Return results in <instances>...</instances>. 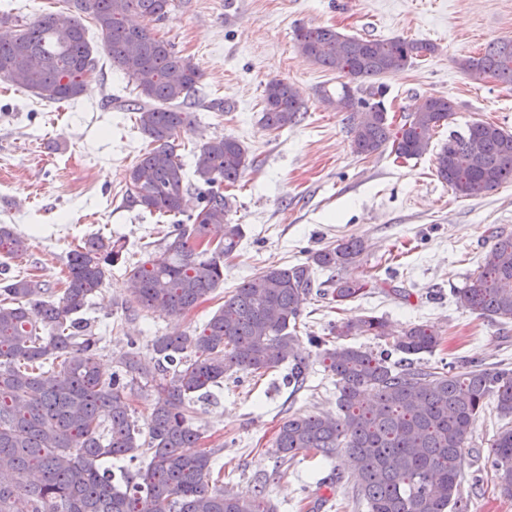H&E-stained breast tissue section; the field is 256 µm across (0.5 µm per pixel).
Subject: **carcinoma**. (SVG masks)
Listing matches in <instances>:
<instances>
[{
  "label": "carcinoma",
  "instance_id": "1",
  "mask_svg": "<svg viewBox=\"0 0 512 512\" xmlns=\"http://www.w3.org/2000/svg\"><path fill=\"white\" fill-rule=\"evenodd\" d=\"M67 7L41 14L0 36V79L46 102L77 99L98 59L85 35L88 15L101 32L112 65L135 80V98L119 107L137 114L151 148L128 171L126 200L153 215L186 216L172 239L128 262L126 243L90 236L67 260V287L56 295L40 281L3 272L0 278V512H273L262 493L240 497L213 483L215 452L199 447L192 420L209 388L240 372L263 375L288 363L286 383L306 387L308 359L295 347L305 301L316 288L338 304L386 283L356 274L364 242L341 238L296 264L271 267L244 280L203 326L156 336L152 348L161 378L146 428L133 419L128 392L148 375L137 342L105 375L99 352L105 337L86 318L90 298L112 268L122 266L133 304L181 316L224 284V259L241 243L242 225L228 219L230 197L218 185H234L246 166L243 146L230 137L203 142L192 151L188 175L177 140L192 123L184 109L198 94L202 73L152 31L176 0H66ZM142 19L134 25L131 18ZM296 45L313 64L336 71L352 118V149L372 156L386 146L398 158L431 150L432 133L456 112L446 96H427L397 129L388 122L386 89L373 80L436 52L432 43L342 35L327 27H301ZM475 80L512 86V40L488 44L458 61ZM261 123L281 131L301 120L304 101L286 81L264 88ZM438 179L460 197L477 198L512 182V132L475 121L453 131L435 154ZM198 190L196 210L185 214ZM484 262L453 290L455 304L498 323L512 321V235L495 230ZM30 239L0 224V253L26 255ZM334 272L326 283L318 271ZM332 339H309L336 382V415L294 414L279 424L274 447L280 461L312 448L326 460L345 451L355 473V492L368 512H470L461 471L473 426L489 402L512 419V370H465L453 363L416 366L432 353L440 332L410 323L391 336L382 316L362 314L331 326ZM371 336L380 348L349 342ZM142 459L124 486L104 467L108 458ZM492 480L512 496V425L490 443Z\"/></svg>",
  "mask_w": 512,
  "mask_h": 512
}]
</instances>
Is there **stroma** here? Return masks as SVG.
<instances>
[{
	"instance_id": "1",
	"label": "stroma",
	"mask_w": 512,
	"mask_h": 512,
	"mask_svg": "<svg viewBox=\"0 0 512 512\" xmlns=\"http://www.w3.org/2000/svg\"><path fill=\"white\" fill-rule=\"evenodd\" d=\"M84 25L98 50L99 70L76 100L48 103L0 79V224L31 238L26 257L0 254V266L14 275L33 274L55 292L65 286L69 253L89 235L122 238L135 263L145 257L142 244L163 242L176 222L125 200L127 171L148 141L134 113L115 102L135 97L137 89L111 66L92 20ZM302 26L435 44L434 54L380 78L396 120L429 95L455 102L449 124L433 133L432 152L408 160L387 149L354 154L348 113L322 98L335 93L342 76L298 51L295 32ZM153 28L203 74L202 93L191 106L194 124L182 133L178 154L191 161L194 147L223 136L246 150L247 165L230 189L235 202L229 214L244 238L224 263L222 288L178 317L144 309L127 317L129 280L123 268H113L87 312L94 332L107 339L101 367L116 370L115 359L131 338L140 344L142 363L153 366L154 337L200 327L243 280L294 264L338 239L361 238L367 264L388 268L392 289L376 288L343 305L306 301L298 347L309 359L307 387L290 393L280 370L231 376L211 387L194 424L201 447L216 449L230 492H263L275 512H367L346 457L324 460L303 450L281 463L275 433L289 415L335 412L336 387L308 338L328 336L331 323L355 315L374 313L396 331L411 322L437 328L442 343L422 355L421 364L461 366L472 359L512 369V323L470 313L452 298L483 262L492 231L512 233V183L460 198L437 178L433 156L450 131H464L474 121L512 131V87L473 80L456 64L491 42L512 39V0H183ZM278 80L299 89L307 112L294 127L271 132L260 124L262 95ZM215 101L223 102V111L212 109ZM500 425L491 408L475 423L461 476L471 512H512V497L495 487L484 461ZM322 479L326 487L317 488Z\"/></svg>"
}]
</instances>
